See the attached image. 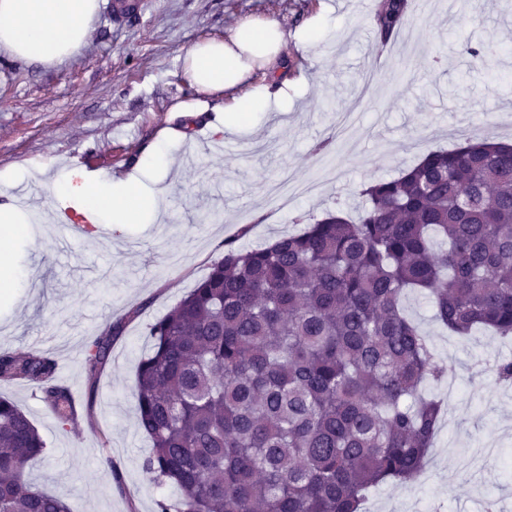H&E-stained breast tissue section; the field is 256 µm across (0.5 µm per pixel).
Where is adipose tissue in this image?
I'll use <instances>...</instances> for the list:
<instances>
[{"mask_svg":"<svg viewBox=\"0 0 512 512\" xmlns=\"http://www.w3.org/2000/svg\"><path fill=\"white\" fill-rule=\"evenodd\" d=\"M98 8L99 0H0V47L21 60L63 62L86 45ZM323 22L318 14L290 32L276 19L247 17L224 37L197 42L186 51L183 73L191 86L204 95L224 96V122L216 133L234 130L283 98L285 87L276 81L251 84L253 71H275L288 46L314 48ZM55 188L73 194L78 213L92 219L107 214L116 224L155 217L167 193L163 187L153 194L141 192L135 172L123 179L91 177L76 191L60 178Z\"/></svg>","mask_w":512,"mask_h":512,"instance_id":"ef3b65f1","label":"adipose tissue"}]
</instances>
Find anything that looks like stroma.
<instances>
[{"mask_svg": "<svg viewBox=\"0 0 512 512\" xmlns=\"http://www.w3.org/2000/svg\"><path fill=\"white\" fill-rule=\"evenodd\" d=\"M357 2L138 0V11L118 24L115 0H100L86 46L62 64L0 49V199L22 190L40 202L22 207L25 232L0 237L16 271L15 282L0 287V352L53 356L73 391L76 421L61 427L23 381L0 382V396L29 415L47 444L26 478L71 512H157L158 500L175 499L143 470L150 442L136 422L135 374L151 324L210 272L225 242L263 247L295 232L297 217L355 212L368 182L398 176L430 150L458 147L452 129L468 128L473 141H512V0H482L477 18L409 9L384 44L373 25L380 0H368L366 11ZM319 13L327 24L317 46L290 47L281 58L287 97L229 133L233 155L211 152L224 100L202 98L187 83L185 51L245 17L273 18L292 31ZM469 45L494 52L489 70L470 67ZM165 130L175 134L173 157H196L194 167L174 170L167 208L149 224L103 219L96 241L62 247L58 225L40 220L71 205L51 186L54 165L63 164L76 188L90 166L107 178L123 175ZM326 157L337 166L318 195L296 199L284 214L271 209L272 183L285 173L307 180ZM405 305L458 393L450 402L444 383L430 385L447 406L425 468L411 483L378 487L369 512H425L430 504L483 512L491 495L498 512H512L504 457L466 465L474 440L512 449V385L494 373L498 361L512 360V339L480 330L453 336L416 294ZM118 320L123 329L107 362L89 372L85 341Z\"/></svg>", "mask_w": 512, "mask_h": 512, "instance_id": "1", "label": "stroma"}]
</instances>
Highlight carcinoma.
<instances>
[{
	"instance_id": "cac0c4a2",
	"label": "carcinoma",
	"mask_w": 512,
	"mask_h": 512,
	"mask_svg": "<svg viewBox=\"0 0 512 512\" xmlns=\"http://www.w3.org/2000/svg\"><path fill=\"white\" fill-rule=\"evenodd\" d=\"M408 0H383L386 43ZM474 70L491 51L467 48ZM342 210L273 244L227 243L209 274L149 330L134 397L151 440L143 468L178 492L158 512H363L378 485L425 465L441 404L422 385L446 376L402 307L422 294L448 332L512 335V145L437 149ZM121 322L91 341V372ZM39 351L0 353V382L41 393L58 423L70 389ZM46 442L0 397V512H69L24 477Z\"/></svg>"
}]
</instances>
